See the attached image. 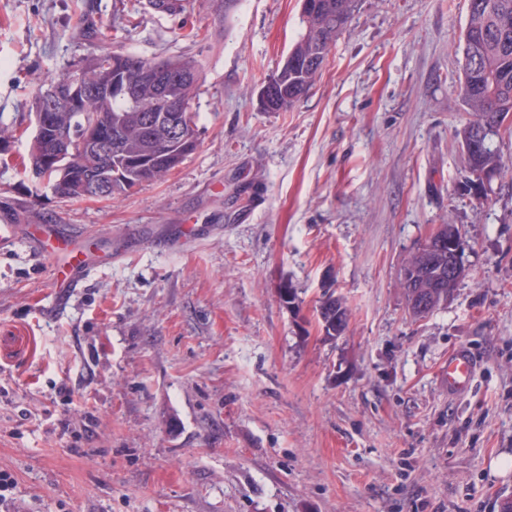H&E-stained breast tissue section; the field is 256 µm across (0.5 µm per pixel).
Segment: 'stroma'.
Instances as JSON below:
<instances>
[{
	"instance_id": "35a3bbf8",
	"label": "stroma",
	"mask_w": 512,
	"mask_h": 512,
	"mask_svg": "<svg viewBox=\"0 0 512 512\" xmlns=\"http://www.w3.org/2000/svg\"><path fill=\"white\" fill-rule=\"evenodd\" d=\"M468 0H358L310 91L259 89L301 0H0V469L11 512H499L512 498V176L458 192ZM131 20V36L112 32ZM197 39L183 38L186 29ZM96 39H88V31ZM198 63L199 146L160 181L64 202L32 181L31 91L92 52ZM467 240L447 307L410 317L402 267ZM51 223L89 267L54 305ZM302 300L283 306L280 282ZM347 329L324 335L323 295ZM468 346L472 390L448 396ZM29 206L24 207L21 205L19 209L10 210V212H2L0 220L7 221L8 223L1 222L0 224V245H11L17 242V224L27 218L29 213ZM477 368L478 362L468 347L461 346L455 349L448 356V365L446 366L448 396L468 393Z\"/></svg>"
}]
</instances>
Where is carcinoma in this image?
<instances>
[{
	"instance_id": "carcinoma-1",
	"label": "carcinoma",
	"mask_w": 512,
	"mask_h": 512,
	"mask_svg": "<svg viewBox=\"0 0 512 512\" xmlns=\"http://www.w3.org/2000/svg\"><path fill=\"white\" fill-rule=\"evenodd\" d=\"M356 7L357 0H313V7L302 12L303 32L288 59L264 83L272 103L265 111H286L309 91ZM462 42L460 95L472 119L460 135L479 144L469 172L490 168L500 176L512 175L495 145L502 137L499 125L512 116V0H469ZM147 64L133 55L103 49L34 92L37 115L53 98L70 94L71 78L80 76L87 84L77 109L57 111V127L67 131L69 144L38 129L30 143V170L56 196L85 197L94 177L109 168L112 188L107 198L112 199L162 179L196 150L200 68L180 59L159 60L155 65L162 68V76L147 79L142 73ZM172 109L182 123L177 135L169 128ZM89 130L111 141L112 148L99 152L85 144ZM442 274H448L446 249L432 257L423 277L430 283ZM318 313L326 336L345 331L348 314L340 299L325 296Z\"/></svg>"
}]
</instances>
